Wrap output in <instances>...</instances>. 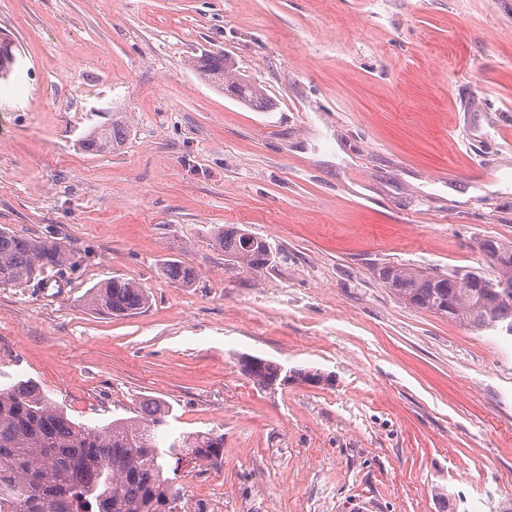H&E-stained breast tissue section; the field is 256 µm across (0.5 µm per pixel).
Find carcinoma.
<instances>
[{"mask_svg":"<svg viewBox=\"0 0 512 512\" xmlns=\"http://www.w3.org/2000/svg\"><path fill=\"white\" fill-rule=\"evenodd\" d=\"M14 46L0 42V80L13 71ZM202 81L217 86L248 105L269 106L255 82L234 74L227 59L203 49L189 60ZM128 135L122 117L91 131L82 148L91 154L121 147ZM247 232L233 226L214 231L215 248L252 271L273 269L280 253L257 237L250 244ZM73 255L58 240H37L0 229V285L29 282L48 268L61 270ZM163 275L184 288L193 286L198 273L181 261L163 266ZM385 287L404 302L454 320L475 330L512 329V297L490 309L467 275L424 272L386 265L378 269ZM145 290L133 279L114 277L91 294L92 306L103 313L127 316L148 304ZM244 373L259 387L282 382L284 368L254 358ZM137 416L117 418L104 426L77 423L46 397L36 382L19 380L0 388V512H207L192 502L164 471L181 457L210 461L222 459L224 435L167 433L172 409L163 401L144 398Z\"/></svg>","mask_w":512,"mask_h":512,"instance_id":"1","label":"carcinoma"}]
</instances>
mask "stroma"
I'll list each match as a JSON object with an SVG mask.
<instances>
[{
    "label": "stroma",
    "instance_id": "obj_1",
    "mask_svg": "<svg viewBox=\"0 0 512 512\" xmlns=\"http://www.w3.org/2000/svg\"><path fill=\"white\" fill-rule=\"evenodd\" d=\"M1 36L0 227L80 262L0 286V387L89 426L157 398L223 434L179 477L215 512H512V337L377 276H500L478 243L512 242V0H0ZM202 48L270 107L198 79ZM118 113L120 150L85 152ZM225 225L283 261L240 268ZM115 276L148 305L95 311ZM247 355L315 378L261 388ZM162 272L169 282L184 288L192 287L198 279L195 268L181 261H172L165 264Z\"/></svg>",
    "mask_w": 512,
    "mask_h": 512
}]
</instances>
